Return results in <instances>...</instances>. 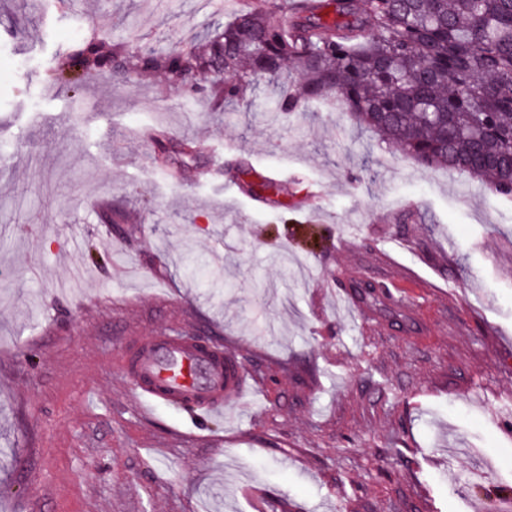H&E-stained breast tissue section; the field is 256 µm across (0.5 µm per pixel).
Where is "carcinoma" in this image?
<instances>
[{"label": "carcinoma", "instance_id": "cac0c4a2", "mask_svg": "<svg viewBox=\"0 0 512 512\" xmlns=\"http://www.w3.org/2000/svg\"><path fill=\"white\" fill-rule=\"evenodd\" d=\"M267 4L251 0L188 51L126 61L186 86L196 74L232 69L233 79L210 83L217 110L291 63L300 81L283 83L280 113L334 97L418 164L466 173L512 198V0H314L286 27L271 22Z\"/></svg>", "mask_w": 512, "mask_h": 512}]
</instances>
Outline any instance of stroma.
<instances>
[{"instance_id": "stroma-1", "label": "stroma", "mask_w": 512, "mask_h": 512, "mask_svg": "<svg viewBox=\"0 0 512 512\" xmlns=\"http://www.w3.org/2000/svg\"><path fill=\"white\" fill-rule=\"evenodd\" d=\"M248 5L0 0V512H251L247 482L288 512H502L512 200L325 103L277 115L272 83L217 112L205 75L47 79L95 34L179 51ZM157 125L193 157L163 169ZM136 328L236 347L264 406L141 415L112 366Z\"/></svg>"}]
</instances>
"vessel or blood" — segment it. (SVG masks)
Segmentation results:
<instances>
[{"label": "vessel or blood", "instance_id": "vessel-or-blood-1", "mask_svg": "<svg viewBox=\"0 0 512 512\" xmlns=\"http://www.w3.org/2000/svg\"><path fill=\"white\" fill-rule=\"evenodd\" d=\"M113 366L130 382L142 412L162 406L192 409V423L224 412L244 400L249 376L237 350L192 336L153 332L126 337Z\"/></svg>", "mask_w": 512, "mask_h": 512}]
</instances>
